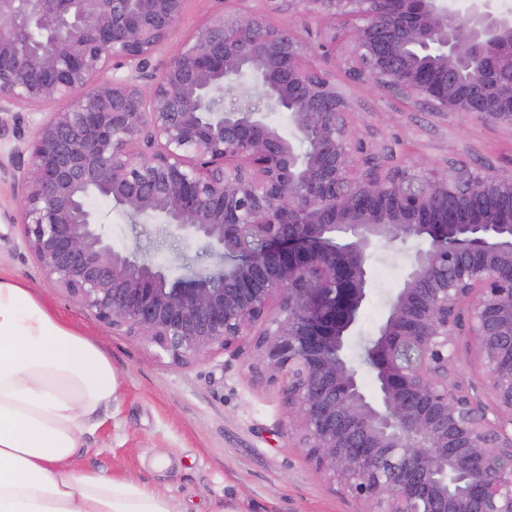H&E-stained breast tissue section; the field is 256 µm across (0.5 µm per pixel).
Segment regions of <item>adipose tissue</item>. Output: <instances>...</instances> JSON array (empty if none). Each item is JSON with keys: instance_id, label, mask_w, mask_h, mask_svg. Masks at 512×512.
Wrapping results in <instances>:
<instances>
[{"instance_id": "obj_1", "label": "adipose tissue", "mask_w": 512, "mask_h": 512, "mask_svg": "<svg viewBox=\"0 0 512 512\" xmlns=\"http://www.w3.org/2000/svg\"><path fill=\"white\" fill-rule=\"evenodd\" d=\"M119 395L97 343L0 279V512H185L135 479L79 467Z\"/></svg>"}]
</instances>
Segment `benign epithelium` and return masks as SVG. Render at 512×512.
<instances>
[{
	"mask_svg": "<svg viewBox=\"0 0 512 512\" xmlns=\"http://www.w3.org/2000/svg\"><path fill=\"white\" fill-rule=\"evenodd\" d=\"M280 0L329 21L319 48L349 75L439 112L512 126L488 75L512 65V16L472 0ZM185 0H0V112L49 106L24 168L16 223L45 282L87 315L181 364L234 349L280 385L288 434L360 512H512V172L364 162L348 103L308 47L263 13L209 15L161 67ZM436 59L443 77L410 55ZM126 72H121V69ZM243 75L267 109L215 112ZM155 221L219 259L171 280L117 249L87 199ZM421 240L365 364L347 358L378 241ZM470 336L488 400L456 368Z\"/></svg>",
	"mask_w": 512,
	"mask_h": 512,
	"instance_id": "1",
	"label": "benign epithelium"
}]
</instances>
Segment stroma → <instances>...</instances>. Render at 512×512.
Listing matches in <instances>:
<instances>
[{
	"label": "stroma",
	"mask_w": 512,
	"mask_h": 512,
	"mask_svg": "<svg viewBox=\"0 0 512 512\" xmlns=\"http://www.w3.org/2000/svg\"><path fill=\"white\" fill-rule=\"evenodd\" d=\"M266 11L274 23L290 26L313 52L318 68L326 63L315 47L317 20H302L272 9L269 0H187L183 18L156 57L176 55L205 19L218 8ZM336 84L349 103L348 122L365 140L367 156L378 162H424L440 166L512 169V126L485 123L462 113L431 112L412 100L392 96L369 83L352 80L336 69ZM45 107L0 115V156L10 157L17 133L32 134ZM20 191L0 182V276L33 289L42 302L93 338L112 359L121 384L119 401L87 437L83 468L130 477L182 501L188 512H209L223 503L226 512H357L359 505L337 484L315 471L285 426L288 403L278 384L255 377L244 355L218 352L189 364H177L137 338L117 334L90 319L66 293L49 287L28 254L18 225ZM118 248L140 243L169 277H180L185 261L214 265L201 245L157 247L159 228H134L125 211L111 200L88 201ZM415 240L375 245L367 259L371 288L360 311L347 354L357 359L361 339L375 336L389 299L399 287ZM171 465L155 468L156 455Z\"/></svg>",
	"instance_id": "35a3bbf8"
}]
</instances>
